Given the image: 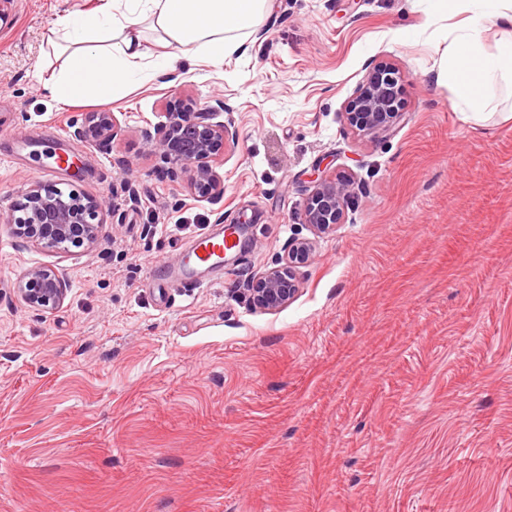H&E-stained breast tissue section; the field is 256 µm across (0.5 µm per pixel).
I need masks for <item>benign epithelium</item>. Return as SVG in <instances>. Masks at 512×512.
<instances>
[{
  "label": "benign epithelium",
  "instance_id": "1",
  "mask_svg": "<svg viewBox=\"0 0 512 512\" xmlns=\"http://www.w3.org/2000/svg\"><path fill=\"white\" fill-rule=\"evenodd\" d=\"M404 76L390 64L374 65L364 77L356 96L349 102L345 119L361 132L381 133L391 130L399 112L394 101L395 82ZM224 110V99L189 118L181 105L166 112L159 137L147 136L153 151L170 165L172 172L183 168L192 171L194 196L218 201L224 197V179L216 171L224 145L234 140L235 132L226 124L214 121ZM116 117L112 112H88L81 121L72 123V137L87 144L112 138ZM351 185L339 184L316 176L307 198L305 223L318 233H328L339 223ZM14 234L45 249L64 250L70 245H92L103 223V203L95 198L68 192L49 184L32 182L9 213ZM311 242L294 239L288 244L284 261L256 279L249 288L255 305L276 312L288 305L298 292L296 269L307 263ZM18 295L38 311H52L63 304L66 288L57 273L48 267L29 270L19 281Z\"/></svg>",
  "mask_w": 512,
  "mask_h": 512
}]
</instances>
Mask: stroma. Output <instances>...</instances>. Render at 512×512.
<instances>
[{
    "instance_id": "obj_1",
    "label": "stroma",
    "mask_w": 512,
    "mask_h": 512,
    "mask_svg": "<svg viewBox=\"0 0 512 512\" xmlns=\"http://www.w3.org/2000/svg\"><path fill=\"white\" fill-rule=\"evenodd\" d=\"M84 0H7L0 132L71 143L111 112L81 172L43 176L104 204L90 247L48 251L6 219L38 154L0 161V512H512V120L453 108L439 63L464 16L427 0H272L263 38L109 103L65 106L38 76ZM406 76L390 134L342 114L368 70ZM224 99V197H193L146 141L170 101ZM350 182L335 232L304 219L314 173ZM130 183L137 201L121 190ZM252 223L223 280L146 287L186 239ZM313 242L285 309L243 294L290 240ZM63 280L44 313L16 292ZM72 137L87 144H97L110 140L116 127V117L111 112H88L72 123ZM16 290L28 306L44 312L63 304L67 291L57 273L48 267L29 270Z\"/></svg>"
}]
</instances>
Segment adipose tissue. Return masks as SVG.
Masks as SVG:
<instances>
[{
	"instance_id": "1",
	"label": "adipose tissue",
	"mask_w": 512,
	"mask_h": 512,
	"mask_svg": "<svg viewBox=\"0 0 512 512\" xmlns=\"http://www.w3.org/2000/svg\"><path fill=\"white\" fill-rule=\"evenodd\" d=\"M470 15L456 29L441 66L464 119L478 120L512 101V0H467ZM271 0H95L86 10L60 16L49 42L63 55L58 71L43 78L52 99L72 105L109 100L142 75L168 74L171 62L193 55L212 64L246 52ZM156 32L148 54L140 26ZM507 35L496 51L483 41L487 29Z\"/></svg>"
}]
</instances>
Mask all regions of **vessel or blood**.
<instances>
[{
  "label": "vessel or blood",
  "instance_id": "b4317fda",
  "mask_svg": "<svg viewBox=\"0 0 512 512\" xmlns=\"http://www.w3.org/2000/svg\"><path fill=\"white\" fill-rule=\"evenodd\" d=\"M248 236L249 227L245 224H226L196 235L184 247L178 263L164 266V281L176 287L194 288L223 274L226 256L243 251Z\"/></svg>",
  "mask_w": 512,
  "mask_h": 512
}]
</instances>
